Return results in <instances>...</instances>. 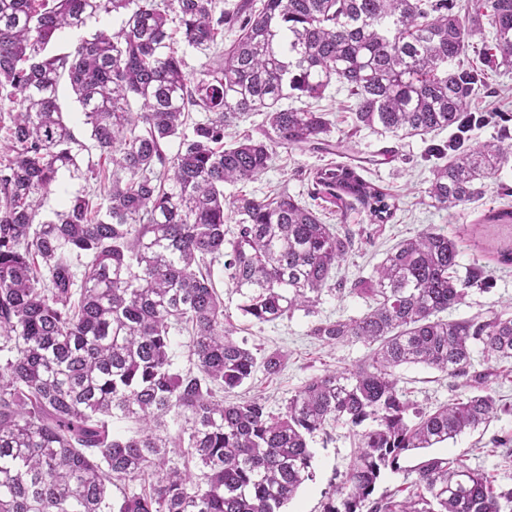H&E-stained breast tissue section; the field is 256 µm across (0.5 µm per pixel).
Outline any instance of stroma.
I'll return each instance as SVG.
<instances>
[{"label": "stroma", "instance_id": "35a3bbf8", "mask_svg": "<svg viewBox=\"0 0 512 512\" xmlns=\"http://www.w3.org/2000/svg\"><path fill=\"white\" fill-rule=\"evenodd\" d=\"M471 65L484 69L485 87L473 96L471 111L482 113L484 120L469 133L472 143L487 141L499 126L512 128V68L487 66L479 49L468 51ZM315 107L327 112L330 132L328 149H277L270 168L258 180L249 183L228 184L226 197L241 194L259 198L272 197L288 192L304 205L313 204L312 175L314 171L331 162L356 160L363 166L367 179L382 186L396 197L399 209L390 222L372 223L367 212L352 206L338 209L327 202L317 204L324 223L339 231L351 232L354 247L348 260L336 268L316 308L315 316L297 311L273 324H260L241 314V298L225 284L222 272H215L214 279L224 297V310L235 328L234 337L245 343L256 355L280 353L284 365L279 374L266 375L256 372L234 397L262 396L267 399L272 412H281L288 399L311 377L325 370L351 368L366 358L369 349L361 342L323 343L309 331L315 320L348 319L361 316L369 302L352 293L351 285L359 278L370 276L374 267L400 240L415 235L427 226H434L455 236L460 250L456 275L468 282L475 269L485 268L482 286H470L464 301L447 312L451 319H468L474 316H491L492 313H512V268L488 269L487 247L512 236V227L482 223V215L492 207L501 206V188L512 189V163L504 167L498 178L486 182L482 198L444 210L431 206L425 194L431 170L436 163L431 148L444 146L450 130H438L395 140L388 135L361 126L356 120L353 99L347 90L330 85ZM98 152H81L77 172H61L43 199L41 213L53 216L62 209L65 201L74 195H87L95 202H103L110 183L108 179L85 180L82 170L87 165L100 164ZM486 378V385L496 398L500 411L487 430H478L457 440L419 449L403 456L397 471H386L376 483L375 497L389 494L403 499L407 487L415 479L413 469L431 457L462 459L470 468L479 469L492 478L497 489H512V461H507L505 449L495 447L492 439L512 433V359L498 358L475 350L471 375L454 376L425 366L400 368V385L408 399L418 409L430 411L453 400L465 397L472 391L474 375ZM313 454V478L305 482L285 512H322L334 483L340 482L354 449L350 429L342 424L328 427L309 443Z\"/></svg>", "mask_w": 512, "mask_h": 512}]
</instances>
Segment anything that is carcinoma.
<instances>
[{"label":"carcinoma","instance_id":"obj_1","mask_svg":"<svg viewBox=\"0 0 512 512\" xmlns=\"http://www.w3.org/2000/svg\"><path fill=\"white\" fill-rule=\"evenodd\" d=\"M469 2L241 0L226 10L221 0H0V93L14 104L0 143V512H280L312 477L309 440L333 424L349 427L355 448L323 512H503L512 503L485 473L442 458L417 465L405 499L372 498L406 452L454 441L498 412L481 376L477 392L420 411L397 369L465 376L476 344L512 358V315L440 317L469 283L454 277L456 240L431 225L353 284L372 302L366 313L310 329L327 343L373 347L367 361L313 376L277 415L263 397L216 395L259 367L278 374L283 357L259 360L233 338L214 265L244 315L273 323L314 312L354 246L285 191L224 198V184L259 177L277 148L326 145L325 113L282 101L318 99L334 82L355 98L363 126L397 139L452 130L447 148L434 149L448 162L426 189L440 209L476 199L512 160L506 131L470 143L482 118L468 102L485 73L465 62L479 37L488 64L512 68V0ZM109 15L121 17L118 27L90 30ZM174 19L202 53L226 26L237 38L191 79L171 46ZM64 32L81 36L59 53ZM64 79L93 147L112 161V186L105 206L77 195L39 221L41 197L78 167L82 146L59 105ZM252 112L267 113L264 139L224 145ZM312 197L357 203L374 224L398 210L348 164L318 169ZM481 221L512 226V208H490ZM82 254L91 261L78 276L72 259ZM487 254L512 266V237ZM174 331L189 335L183 373L173 368ZM116 416L138 429L113 435ZM169 418L181 422L173 441ZM172 442L198 473L164 469ZM114 479L143 487L109 502Z\"/></svg>","mask_w":512,"mask_h":512}]
</instances>
